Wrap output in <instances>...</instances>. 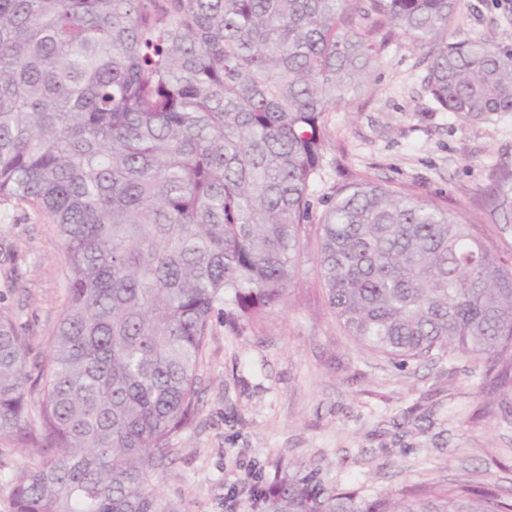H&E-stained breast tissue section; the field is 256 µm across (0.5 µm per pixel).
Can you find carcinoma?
Listing matches in <instances>:
<instances>
[{
	"label": "carcinoma",
	"mask_w": 512,
	"mask_h": 512,
	"mask_svg": "<svg viewBox=\"0 0 512 512\" xmlns=\"http://www.w3.org/2000/svg\"><path fill=\"white\" fill-rule=\"evenodd\" d=\"M456 0H0V203L54 224L68 302L46 362L0 310V435L37 411L9 512H180L151 483L198 402L215 315L263 317L297 271L324 114L367 80L375 27L425 54L445 112H512V55L448 42ZM491 201L512 222V176ZM328 307L401 364L434 350L512 379V266L457 216L342 189L320 224ZM259 512H512L469 485L364 499L305 479Z\"/></svg>",
	"instance_id": "carcinoma-1"
}]
</instances>
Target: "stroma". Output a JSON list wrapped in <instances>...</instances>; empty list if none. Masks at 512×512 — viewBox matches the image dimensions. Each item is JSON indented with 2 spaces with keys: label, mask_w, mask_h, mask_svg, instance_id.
<instances>
[{
  "label": "stroma",
  "mask_w": 512,
  "mask_h": 512,
  "mask_svg": "<svg viewBox=\"0 0 512 512\" xmlns=\"http://www.w3.org/2000/svg\"><path fill=\"white\" fill-rule=\"evenodd\" d=\"M448 40L512 54V10L457 0ZM374 49L349 107L324 115L322 178L286 302L256 322L213 319L198 409L152 477L182 512H255L252 490L283 473L363 496L467 482L512 499V385L443 351L396 364L349 336L323 298L319 224L344 185L370 182L433 202L512 264V223L489 199L512 172V112L440 111L423 82V50L386 27ZM0 243L12 246L19 273L9 288L0 273V305L19 313L33 365L67 304L61 241L53 224L6 206ZM32 458L21 436L0 435V512Z\"/></svg>",
  "instance_id": "35a3bbf8"
}]
</instances>
